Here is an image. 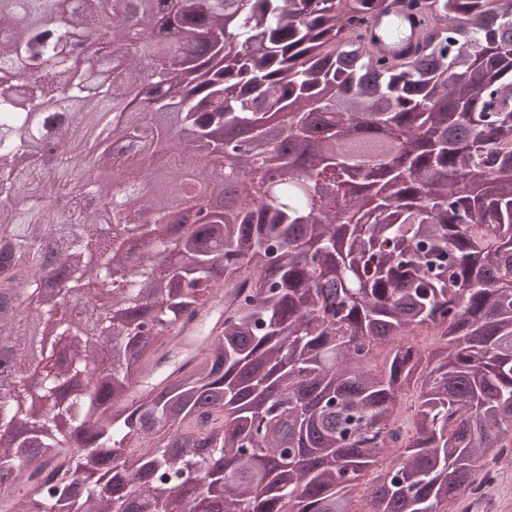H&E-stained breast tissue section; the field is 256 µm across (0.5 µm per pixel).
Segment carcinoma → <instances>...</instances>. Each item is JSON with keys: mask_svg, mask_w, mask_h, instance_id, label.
I'll list each match as a JSON object with an SVG mask.
<instances>
[{"mask_svg": "<svg viewBox=\"0 0 512 512\" xmlns=\"http://www.w3.org/2000/svg\"><path fill=\"white\" fill-rule=\"evenodd\" d=\"M132 2L0 0V483L25 485L0 512H355L362 484L360 512L484 497L512 459V0H156L151 44L122 23ZM396 6L423 26L415 57L387 62L365 24ZM94 32L124 71L77 56L99 53ZM60 93L62 143L137 94L139 125L114 114L99 166L134 187L152 168L218 174L236 209L178 234L159 196L128 256L122 219L98 222L111 185L75 189L72 149L39 148L35 116ZM161 113L199 141L250 128L283 157L281 179L264 188L250 153L200 158ZM368 113L379 135L350 143ZM144 135L166 150L128 147ZM352 171L376 187L366 203L342 198ZM109 281L106 312L64 313L71 290ZM221 292L220 335L189 338V370L144 381ZM34 323L68 340L67 367ZM422 334L435 346L405 341Z\"/></svg>", "mask_w": 512, "mask_h": 512, "instance_id": "cac0c4a2", "label": "carcinoma"}]
</instances>
